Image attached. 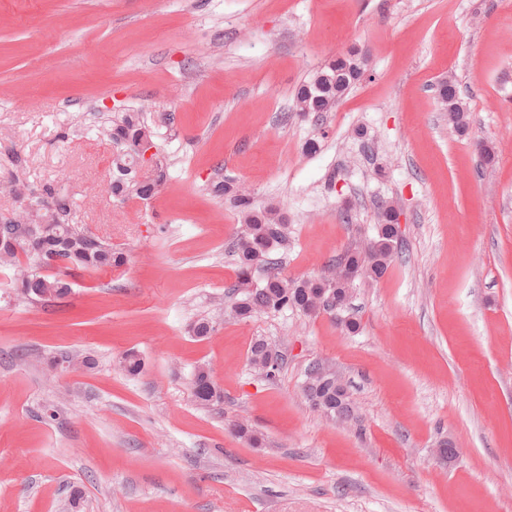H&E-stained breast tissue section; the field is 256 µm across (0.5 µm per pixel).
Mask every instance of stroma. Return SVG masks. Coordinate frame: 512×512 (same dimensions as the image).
<instances>
[{
    "mask_svg": "<svg viewBox=\"0 0 512 512\" xmlns=\"http://www.w3.org/2000/svg\"><path fill=\"white\" fill-rule=\"evenodd\" d=\"M352 47L362 80L299 116L297 87ZM448 79L464 136L437 97ZM122 108L164 166L146 204L99 192ZM18 170L33 196L68 192L70 223L126 262L49 302L0 267V512H512L507 0H0V182ZM227 178L287 213L274 257L292 279L329 274L392 203L406 257L355 283L356 333L329 313L225 314L238 217L212 187ZM258 339L281 355L273 377L249 364ZM61 356L73 366L51 372ZM316 363L345 378L359 423L306 402ZM202 365L222 405L194 402Z\"/></svg>",
    "mask_w": 512,
    "mask_h": 512,
    "instance_id": "obj_1",
    "label": "stroma"
}]
</instances>
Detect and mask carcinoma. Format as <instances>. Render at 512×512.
Instances as JSON below:
<instances>
[{"mask_svg":"<svg viewBox=\"0 0 512 512\" xmlns=\"http://www.w3.org/2000/svg\"><path fill=\"white\" fill-rule=\"evenodd\" d=\"M362 56L349 50L331 60L303 83L295 95V111L317 118L336 109L340 99L363 77ZM438 98L448 112V124L465 134L470 127L469 113L458 97L451 80L437 89ZM149 134L142 113L119 112L104 135L121 146L112 162V176L103 191L124 199H147L157 194L164 182L163 171L143 179L135 175L136 157L133 144ZM214 190L230 198L239 214L240 224L234 241L237 276L233 285L230 315L239 319L259 313L298 311L306 316L320 312L336 315L339 324L350 333L358 323L349 305L355 281L376 282L388 272L396 259L403 258V244L395 226L398 216L385 201L375 204L378 224L376 235L367 241L350 245L343 253L340 269L330 276L306 280H288L280 276L270 254L288 241L289 224L286 216L275 209L259 208L251 197L234 186L217 184ZM8 192L19 203L8 217L0 219V263L14 269L19 295L26 300L48 301L66 296L69 284L63 277L77 270H99L118 267L122 254L113 251L112 243L66 217L73 207L68 195L47 190L50 203L39 202V208L24 205L30 199L27 179L15 173L9 180ZM258 270L266 271L263 280L254 279ZM270 346L257 340L250 348L251 366L267 377L278 367L270 365ZM192 396L198 405L208 407L223 402L224 395L210 371L199 368L191 381ZM303 394L317 412L331 420L341 414L343 421L357 419L356 407L349 389H338L307 374Z\"/></svg>","mask_w":512,"mask_h":512,"instance_id":"cac0c4a2","label":"carcinoma"}]
</instances>
